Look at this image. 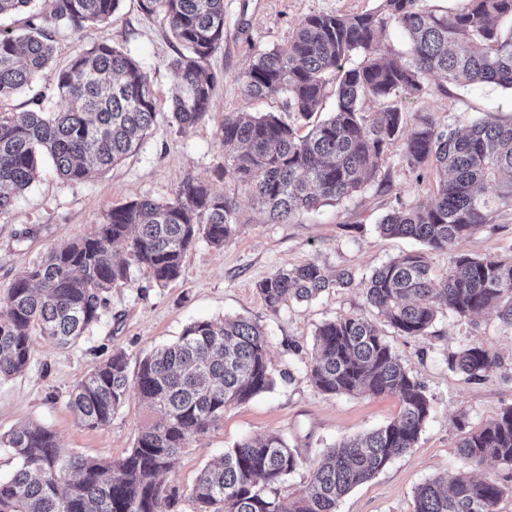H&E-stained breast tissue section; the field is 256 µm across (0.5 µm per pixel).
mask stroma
I'll return each mask as SVG.
<instances>
[{"label": "stroma", "mask_w": 512, "mask_h": 512, "mask_svg": "<svg viewBox=\"0 0 512 512\" xmlns=\"http://www.w3.org/2000/svg\"><path fill=\"white\" fill-rule=\"evenodd\" d=\"M376 4L377 0H224V42L208 60L217 78L211 111L186 131L171 124L176 77L168 61L179 45L169 33L162 7L148 12L142 0H121L109 23L82 31L57 28L53 66L65 65L74 53L98 40L137 59L155 94L156 122L133 153L85 179H64L51 160L41 162L35 180L0 215V298L17 275L40 264L60 244L88 234L112 208L134 199L173 200L189 179L205 182L213 192L233 200L238 222L223 247L198 240L185 255L180 277L167 284H156L147 271L132 268L129 279L109 291L98 322L74 343L60 347L35 337L27 367L0 379V436L22 424H42L55 432L65 453L121 458L142 427L154 420V413L132 394L109 425L87 428L68 405L75 386L113 352H124L134 365L153 349L174 342L195 321L245 318L262 325L269 336L275 385L246 403L228 407L223 420L191 439L163 482L178 491L176 512H195L188 493L209 459L241 440L274 435L304 461L279 488L281 498L289 500L311 480L323 449L377 429L400 411L392 396L321 393L306 374L316 329L329 320L363 315L424 385L431 412L415 447L355 486L339 500L336 512H413L417 487L446 474L500 481L512 477V468L494 460L474 466L458 449L469 432L512 405V329L493 309L465 318L444 310L427 336H403L365 299L366 280L375 269L420 248L413 239L382 234L378 218L394 208L433 202V170H412L403 159L401 144H394L385 154L387 185L370 181L340 203L285 224L269 223L245 187L224 171L236 152L217 135L225 114H284V97L245 95L243 73L252 55L287 47L308 16L353 14ZM441 83V77H430L419 95L397 98L396 103L408 119L428 114L439 125L461 130L489 113L512 116L511 91L485 84L452 86L444 92ZM36 94L45 111L64 110V98L45 76L29 90L0 98V113L26 110ZM461 254L512 261V208H501L494 223L452 248L429 251L434 274H444ZM309 261L330 275L351 271L354 282L270 311L258 292L259 282ZM472 344L491 349L501 359L481 381L469 380L448 364L450 356Z\"/></svg>", "instance_id": "1"}]
</instances>
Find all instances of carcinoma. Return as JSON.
Wrapping results in <instances>:
<instances>
[{"instance_id":"carcinoma-1","label":"carcinoma","mask_w":512,"mask_h":512,"mask_svg":"<svg viewBox=\"0 0 512 512\" xmlns=\"http://www.w3.org/2000/svg\"><path fill=\"white\" fill-rule=\"evenodd\" d=\"M46 16L33 15L18 38L0 29V98L13 95L46 74L60 26L80 30L108 23L121 0H52ZM164 7L172 36L182 47L169 62L177 82L172 123L188 129L210 112L217 79L207 67L224 42V0H146ZM512 0H470L457 12H439L427 0H378L361 13L305 18L286 48L260 52L244 76L251 98L284 96L286 112L311 124L304 136L274 115L234 112L218 129L225 144L239 143L224 173L243 185L275 224L309 212L325 200L339 202L363 190L381 173L389 146L403 140L408 166H430L441 179L430 205L393 209L382 216L383 233L414 238L431 250H447L492 223L499 205L512 204V118H484L466 133L420 115L409 134L405 113L389 103L416 96L425 80L439 75L450 85L493 83L512 90ZM394 21L408 34L411 62L388 57L378 34ZM355 55L361 61L347 66ZM335 76L334 110H322ZM68 108L51 115L39 103L23 112L0 113V214L36 178L49 156L62 177L86 178L92 166L109 169L138 146L156 119V99L137 60L98 41L75 53L51 73ZM372 99L383 105L364 111ZM497 185L487 195L481 186ZM237 223L232 201L194 180L176 198H144L112 209L94 231L61 244L46 260L22 272L7 291L0 317V378L22 371L32 336L66 346L99 319L106 294L129 278L130 266L145 269L157 283L177 279L183 258L199 239L224 246ZM127 242L128 259L118 261L112 245ZM348 270L330 278L314 262L282 269L259 284L271 311L290 299L308 301L330 288H346ZM366 302L384 312L403 336H426L437 314L450 309L469 317L497 309L512 327V262L461 254L435 280L424 251L404 254L369 278ZM269 337L262 326L241 318L189 324L174 343L138 362L129 378L128 358L115 352L96 365L70 396L69 407L90 429L112 421L130 390L159 414L118 460L71 455L54 431L23 425L0 437L16 460L0 479V512H170L175 502L161 476L172 471L182 448L207 432L236 404L274 386L268 363ZM449 363L470 380L499 364L498 354L470 345ZM307 375L329 395L367 392L398 398V416L338 448L326 449L312 481L285 504L279 486L303 459L283 439H244L206 464L189 489L199 512H336L337 502L371 479L396 456L415 447L430 413L424 385L406 370L364 316L327 321L315 333ZM462 454L475 465L495 460L512 466V406L463 438ZM512 485L463 474L420 485L414 512H497Z\"/></svg>"}]
</instances>
